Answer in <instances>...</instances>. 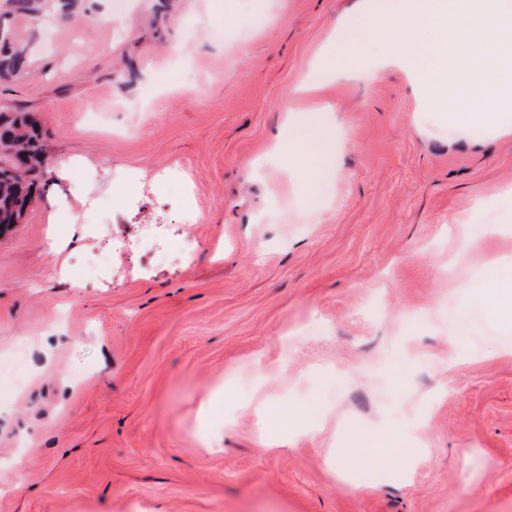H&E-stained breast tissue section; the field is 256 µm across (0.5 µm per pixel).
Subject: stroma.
<instances>
[{"label": "stroma", "instance_id": "obj_1", "mask_svg": "<svg viewBox=\"0 0 512 512\" xmlns=\"http://www.w3.org/2000/svg\"><path fill=\"white\" fill-rule=\"evenodd\" d=\"M360 2L5 18L26 65L0 112H32L49 160L0 237V362L26 344L0 374V512H512V327L473 299L512 258V133L437 123L375 52L298 93ZM318 127L314 189L270 148ZM72 184L86 203L48 223ZM395 435L399 459L336 468Z\"/></svg>", "mask_w": 512, "mask_h": 512}]
</instances>
